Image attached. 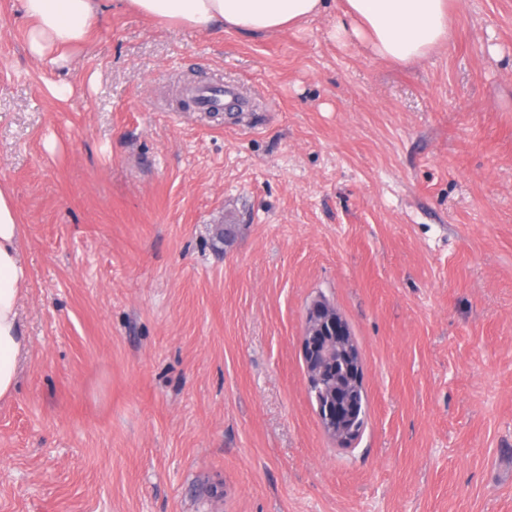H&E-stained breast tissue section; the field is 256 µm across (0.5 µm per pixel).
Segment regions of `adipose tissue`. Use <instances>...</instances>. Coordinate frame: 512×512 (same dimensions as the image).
Instances as JSON below:
<instances>
[{
	"mask_svg": "<svg viewBox=\"0 0 512 512\" xmlns=\"http://www.w3.org/2000/svg\"><path fill=\"white\" fill-rule=\"evenodd\" d=\"M151 20L200 32L272 34L325 12L328 0H129ZM29 26L25 50L53 65L70 62L98 26L103 0H20ZM332 38L359 40L375 57L398 63L427 58L447 44L448 0H343ZM21 228L12 199L0 189V399L13 395L27 348L21 296L30 264L19 246Z\"/></svg>",
	"mask_w": 512,
	"mask_h": 512,
	"instance_id": "obj_1",
	"label": "adipose tissue"
}]
</instances>
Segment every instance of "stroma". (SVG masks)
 Segmentation results:
<instances>
[{
  "label": "stroma",
  "mask_w": 512,
  "mask_h": 512,
  "mask_svg": "<svg viewBox=\"0 0 512 512\" xmlns=\"http://www.w3.org/2000/svg\"><path fill=\"white\" fill-rule=\"evenodd\" d=\"M453 5L408 65L333 5L267 36L110 9L53 66L0 0L31 266L0 512H512V0ZM200 83L238 107L183 110ZM320 297L362 357L348 448L307 392Z\"/></svg>",
  "instance_id": "35a3bbf8"
}]
</instances>
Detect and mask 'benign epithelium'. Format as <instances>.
Masks as SVG:
<instances>
[{
	"label": "benign epithelium",
	"mask_w": 512,
	"mask_h": 512,
	"mask_svg": "<svg viewBox=\"0 0 512 512\" xmlns=\"http://www.w3.org/2000/svg\"><path fill=\"white\" fill-rule=\"evenodd\" d=\"M301 349L308 377L322 376L327 363L340 357L348 360L351 365L345 387L354 396L363 390L361 360L349 326L329 301L319 299L310 306L301 336ZM322 427L341 446H349L356 440V429L348 424L338 426L329 421L322 424Z\"/></svg>",
	"instance_id": "1"
}]
</instances>
